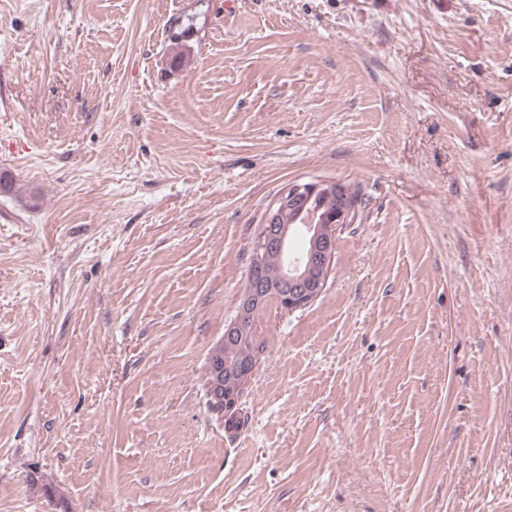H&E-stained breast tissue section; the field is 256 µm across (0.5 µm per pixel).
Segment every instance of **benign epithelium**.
Listing matches in <instances>:
<instances>
[{
	"instance_id": "1",
	"label": "benign epithelium",
	"mask_w": 512,
	"mask_h": 512,
	"mask_svg": "<svg viewBox=\"0 0 512 512\" xmlns=\"http://www.w3.org/2000/svg\"><path fill=\"white\" fill-rule=\"evenodd\" d=\"M356 203L341 183L314 181L290 184L270 204L258 235L250 268L254 273L241 295L236 319L224 328L213 349L208 382L210 406L221 417L235 415L242 390L250 379L255 359L234 349L251 335L254 316L270 304L293 311L309 306L325 288L335 257L336 229L355 222ZM294 224L304 225L309 250L304 256L288 252V234ZM281 259L280 276L257 277L273 251Z\"/></svg>"
}]
</instances>
